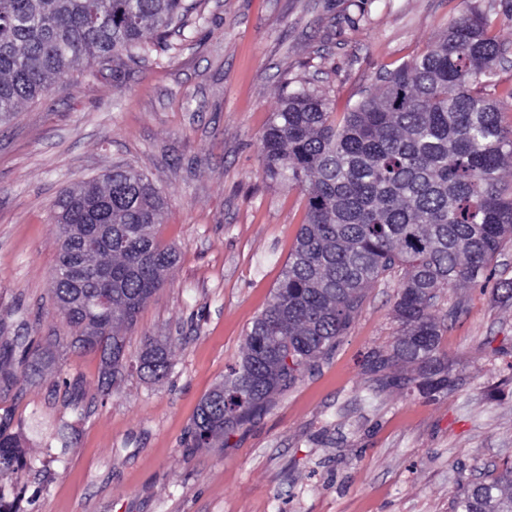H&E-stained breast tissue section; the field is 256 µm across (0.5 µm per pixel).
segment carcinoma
<instances>
[{
  "label": "carcinoma",
  "mask_w": 512,
  "mask_h": 512,
  "mask_svg": "<svg viewBox=\"0 0 512 512\" xmlns=\"http://www.w3.org/2000/svg\"><path fill=\"white\" fill-rule=\"evenodd\" d=\"M203 20L186 0H0V114L48 93L85 60L170 48ZM493 21L470 13L422 55L336 118L327 98L285 91L263 132L265 175L306 197V216L269 304L246 333L241 360L200 402L193 447H209L262 411L335 350L368 288L399 267L394 305L401 333L369 361L373 373L400 363L410 379L391 387L429 395L452 386L442 329L432 314L441 290L487 278L512 242V128L502 125L497 69L505 50ZM58 258L50 291L79 336L100 355L101 388L133 369L161 381L170 345L146 340L135 359L125 332L178 260L157 236L165 199L144 176L114 167L101 181L55 200ZM55 361L31 336L0 344V393L18 373L34 384ZM14 417L0 414V475L30 468ZM452 512H512V463L462 483Z\"/></svg>",
  "instance_id": "1"
}]
</instances>
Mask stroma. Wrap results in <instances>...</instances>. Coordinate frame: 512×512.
Segmentation results:
<instances>
[{"label": "stroma", "mask_w": 512, "mask_h": 512, "mask_svg": "<svg viewBox=\"0 0 512 512\" xmlns=\"http://www.w3.org/2000/svg\"><path fill=\"white\" fill-rule=\"evenodd\" d=\"M206 17L172 51L90 65L0 117V341L32 336L59 360L0 398L15 420L70 427L63 460L22 432L42 471L0 485L22 512H450L459 482L512 461V243L491 279L445 289L453 387L422 397L368 369L399 325L395 271L374 283L335 351L209 448L191 445L200 400L243 353L245 334L282 277L305 218L300 190L263 173L260 136L286 83L343 113L381 87L470 10L491 14L512 85V0H202ZM123 165L167 202L158 238L177 265L126 333L171 341L173 368L99 390L100 357L74 350L75 327L50 292L53 203ZM79 384L72 397L71 384Z\"/></svg>", "instance_id": "35a3bbf8"}]
</instances>
